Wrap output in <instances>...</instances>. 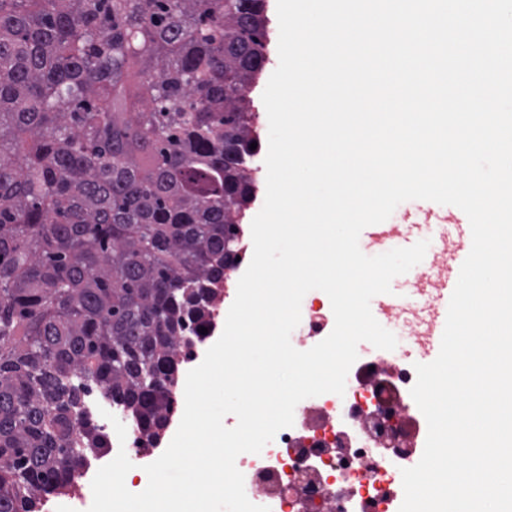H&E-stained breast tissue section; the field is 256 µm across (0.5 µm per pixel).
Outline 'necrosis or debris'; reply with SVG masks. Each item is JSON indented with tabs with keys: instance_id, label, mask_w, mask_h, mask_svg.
Returning <instances> with one entry per match:
<instances>
[{
	"instance_id": "4bbe7bcc",
	"label": "necrosis or debris",
	"mask_w": 512,
	"mask_h": 512,
	"mask_svg": "<svg viewBox=\"0 0 512 512\" xmlns=\"http://www.w3.org/2000/svg\"><path fill=\"white\" fill-rule=\"evenodd\" d=\"M332 308L323 291H309L301 303V321L291 334L294 348L305 351L326 338L333 330ZM394 388H376L365 394L355 382H347L344 395L325 393L302 400L294 411L292 427L280 430L261 453H243L236 467L244 476L248 499L268 507L270 512H302L304 502H314L319 512H368L378 497H385L384 512H399L402 486L399 467L370 435L377 426L378 410H394L397 403L410 399L416 381L413 362L407 355L396 356ZM317 405L327 419L319 451L326 461L314 465L300 436L309 405ZM87 417L103 431H112L113 421L123 422L127 436L124 446H111L107 457L89 463L78 477L93 480L108 458L125 451L135 467H143L152 456L144 435L126 412L110 398L99 394L85 404Z\"/></svg>"
}]
</instances>
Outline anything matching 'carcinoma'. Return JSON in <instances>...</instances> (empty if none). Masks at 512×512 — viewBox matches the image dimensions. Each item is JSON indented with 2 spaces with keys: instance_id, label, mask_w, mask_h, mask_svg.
Segmentation results:
<instances>
[{
  "instance_id": "carcinoma-1",
  "label": "carcinoma",
  "mask_w": 512,
  "mask_h": 512,
  "mask_svg": "<svg viewBox=\"0 0 512 512\" xmlns=\"http://www.w3.org/2000/svg\"><path fill=\"white\" fill-rule=\"evenodd\" d=\"M266 0H0V512H40L102 389L168 426L260 142Z\"/></svg>"
}]
</instances>
